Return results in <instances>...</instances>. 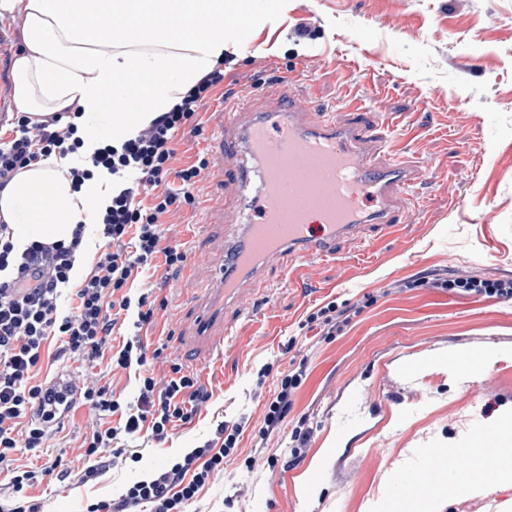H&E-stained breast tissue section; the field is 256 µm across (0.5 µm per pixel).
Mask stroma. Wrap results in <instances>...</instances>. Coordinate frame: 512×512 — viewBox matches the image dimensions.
<instances>
[{"label": "stroma", "mask_w": 512, "mask_h": 512, "mask_svg": "<svg viewBox=\"0 0 512 512\" xmlns=\"http://www.w3.org/2000/svg\"><path fill=\"white\" fill-rule=\"evenodd\" d=\"M301 75L302 93L324 112L344 98L388 122L406 157L424 151L429 183L413 223L387 240L344 243L336 259L271 269L269 289L232 324L222 355L197 368L210 398L161 440L119 436L104 466L80 444L98 421L77 406L39 451L19 449L18 464L51 468L28 491L40 512H86L118 497L144 474L204 444L220 448L219 424L240 423L238 450L225 458L183 512H378L406 494L404 477L436 467L439 450H466L478 489L434 494L432 512H512L492 451L474 453L512 414V299L465 296L443 288L452 277L512 279V0H404L381 13L377 0H279L257 21L251 50L235 53L224 84L200 107L195 130L173 141L179 165L211 160L221 111L263 95L282 73ZM212 190L204 179L192 203L164 217L165 241L188 260L153 282L154 321L140 335L146 367L109 374L66 357L48 342L41 377L67 373L110 383L129 402L147 370L162 374L175 338L201 296L200 273L224 262L221 213L201 216ZM356 315L324 336L309 317L328 304ZM459 353L476 355L472 366ZM304 367L287 415L267 430V403L281 379ZM316 484L305 497L301 480Z\"/></svg>", "instance_id": "1"}]
</instances>
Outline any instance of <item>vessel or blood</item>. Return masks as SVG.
<instances>
[{
	"mask_svg": "<svg viewBox=\"0 0 512 512\" xmlns=\"http://www.w3.org/2000/svg\"><path fill=\"white\" fill-rule=\"evenodd\" d=\"M298 80L292 72L280 77L275 106L240 101L224 113L215 133L224 154L217 159L214 188L247 199L250 215L243 237L228 247L225 267L207 282V294L227 304H240L243 291L264 288L267 266L333 257L360 225L384 236L413 215L411 197L421 171L401 161L402 144L379 134L360 105H350L341 120L307 107L294 91ZM255 172L260 185L254 189ZM366 195L376 204L373 211L359 204ZM196 318L198 334L180 343L206 361L223 346L230 325L222 313L203 307Z\"/></svg>",
	"mask_w": 512,
	"mask_h": 512,
	"instance_id": "1",
	"label": "vessel or blood"
}]
</instances>
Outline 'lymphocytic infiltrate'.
<instances>
[{
    "mask_svg": "<svg viewBox=\"0 0 512 512\" xmlns=\"http://www.w3.org/2000/svg\"><path fill=\"white\" fill-rule=\"evenodd\" d=\"M223 81V69L213 68L121 147L104 146L91 155L87 166L66 167L65 175L76 188L97 169L112 177L111 201L98 220L105 248L78 288L71 313L60 315L57 301L83 249V229H76L66 244L34 242L20 249L10 225L0 224V463L10 461L18 449L44 447L61 414L78 403L122 420L121 428L98 427L84 438L83 455L92 459L111 447L121 432L133 436L147 428L163 438L176 422L188 418L189 405L208 399L197 376L183 373L176 363L170 366V377L142 376L133 407L109 385H88L75 395L47 387L36 372L42 348L52 336L59 338L61 352L89 365L104 360L113 371L144 365L146 347L138 331L152 323L154 311L147 295L131 298L126 286L135 269L162 267L170 272L182 268L187 259L179 246L163 245L161 219L180 201L191 200L206 163L176 168L172 142ZM74 133V125L63 123L58 112L33 125L18 118L12 140L0 144V190L31 162L75 152L79 143ZM172 177L181 181L179 190L170 188ZM135 178L153 188L149 204L136 201L131 184ZM127 315L132 316L136 333L120 349H112L110 337ZM238 435V430H231L216 450L208 445L191 449L181 461L128 486L117 501L90 505L88 512H133L145 504L152 512H176L236 452Z\"/></svg>",
    "mask_w": 512,
    "mask_h": 512,
    "instance_id": "lymphocytic-infiltrate-1",
    "label": "lymphocytic infiltrate"
}]
</instances>
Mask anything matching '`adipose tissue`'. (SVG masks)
Listing matches in <instances>:
<instances>
[{"label":"adipose tissue","mask_w":512,"mask_h":512,"mask_svg":"<svg viewBox=\"0 0 512 512\" xmlns=\"http://www.w3.org/2000/svg\"><path fill=\"white\" fill-rule=\"evenodd\" d=\"M239 0H0V13L23 14V49L13 63L19 112L39 122L45 110L74 113L85 148L120 142L167 111L224 52V14ZM137 72L143 99L136 120L113 114L117 78ZM61 159L21 169L0 191V220L17 242H70L96 223L108 181L83 190L57 177Z\"/></svg>","instance_id":"obj_1"}]
</instances>
